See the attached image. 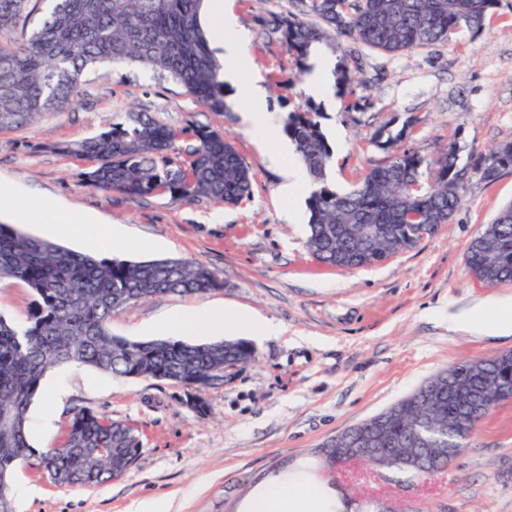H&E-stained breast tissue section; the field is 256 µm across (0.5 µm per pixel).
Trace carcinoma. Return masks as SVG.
<instances>
[{"mask_svg": "<svg viewBox=\"0 0 512 512\" xmlns=\"http://www.w3.org/2000/svg\"><path fill=\"white\" fill-rule=\"evenodd\" d=\"M32 0H0V131L31 124L44 112H64L76 103L79 78L97 64H135L163 72L196 100L224 111L222 65L210 48L201 21L204 0H51L50 12L28 37L12 38ZM309 22L291 14L273 21L296 58V76L308 75L309 59L332 35L387 54L444 43L464 26L481 31L497 0H299ZM335 84L351 82L346 59L335 65ZM320 107L308 103L289 111L283 131L311 179L306 248L319 263L344 270L373 266L415 247L450 223L467 191L470 175L491 183L512 170V151L487 169L494 151L461 162L454 144L429 160L399 148L347 191L329 184L333 151L322 130ZM379 128L375 141L387 148L403 139ZM185 145L175 148V140ZM55 150L95 158L88 182L104 192L132 199L168 193L176 200L204 197L236 204L250 195L252 175L235 146L207 127L169 128L143 112ZM380 224L383 236L365 242L363 227ZM466 262L487 286L512 282V204L471 241ZM21 282L34 299L23 323L0 317V512H15L11 483L22 465L36 468L60 487H91L124 475L142 443L135 430L91 408L72 415L65 442L38 450L29 441L28 413L47 372L83 365L117 377L175 384L224 375V363L254 359L248 340L230 337L210 343L161 338L128 340L112 334V316L139 300L166 294L204 295L224 281L187 259L119 260L80 252L0 224V284ZM512 387V353L492 362L464 360L441 371L376 416L336 434L319 449L329 466L340 449L365 434L376 447L402 456L415 447L414 415H422L434 459L414 470L427 479L448 463V449L466 439L485 416L481 402Z\"/></svg>", "mask_w": 512, "mask_h": 512, "instance_id": "cac0c4a2", "label": "carcinoma"}]
</instances>
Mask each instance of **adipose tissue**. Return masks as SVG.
Wrapping results in <instances>:
<instances>
[{
	"mask_svg": "<svg viewBox=\"0 0 512 512\" xmlns=\"http://www.w3.org/2000/svg\"><path fill=\"white\" fill-rule=\"evenodd\" d=\"M215 19L213 34L222 50L224 60V80L236 85L258 107L252 122L261 138L270 148V161L274 166L283 168L286 181L280 189L283 200L296 199L303 189L305 172L292 147L280 143L275 128L267 121L260 108L265 104L264 93L257 83L246 81L245 75L252 67L251 58L246 50L247 35L239 27L233 10L224 0H209L208 5ZM36 220L47 232H57L58 228H70L79 224L81 233L90 242L102 238L120 240L119 228H108L89 221L69 210L53 203L39 207L34 212ZM453 322L468 324L474 331L491 336L512 335V297H494L476 303L471 308L458 312ZM164 330L175 336H222L246 330L257 336H272L276 330L273 324L255 316L237 311H225L221 307L203 308L181 312L166 319ZM328 502L325 493L318 485L295 480L284 493L265 491L252 504L251 512H327Z\"/></svg>",
	"mask_w": 512,
	"mask_h": 512,
	"instance_id": "obj_1",
	"label": "adipose tissue"
}]
</instances>
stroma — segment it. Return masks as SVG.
Instances as JSON below:
<instances>
[{
  "label": "stroma",
  "instance_id": "obj_1",
  "mask_svg": "<svg viewBox=\"0 0 512 512\" xmlns=\"http://www.w3.org/2000/svg\"><path fill=\"white\" fill-rule=\"evenodd\" d=\"M294 0H233L249 36V79L265 90L266 110L281 126L288 110L320 105L333 149L329 181L344 190L385 163L391 149L373 135L407 128L405 146L433 158L454 142L474 156L512 141V0H498L479 33L388 55L340 41L332 60L347 58L352 83L321 96L307 93L294 56L267 22L294 12ZM225 109L211 111L176 81L123 64L95 67L81 79L76 104L0 132V180L20 194L0 210V223L41 236L26 219L33 208L61 201L101 224L121 227L126 242L113 257L182 258L218 273L222 290L164 295L116 313L110 328L130 340L163 337L169 315L205 307L247 311L278 325L253 339L255 358L200 389L198 415L182 388L159 380L119 378L90 367L62 366L42 381L29 412L34 448L59 445L72 413L89 407L125 421L142 442L121 477L92 487H58L35 468L17 469L31 486L15 512H137L149 501L168 512H246L252 496L287 490L297 476L361 496H387L403 512H512V400L498 404L450 465L426 481L384 477L360 468L358 479L329 472L323 442L378 414L426 379L463 359L512 352L511 336H481L449 316L479 300L512 296V283L484 286L470 274V240L512 203V170L492 182L472 180L453 221L435 236L380 265L342 270L320 264L305 248L309 210L298 203L289 221L270 165L245 114L251 103L233 86ZM147 112L173 129L204 126L230 140L253 174L248 198L234 206L167 194L133 199L86 182L93 160L53 152L109 129L125 113Z\"/></svg>",
  "mask_w": 512,
  "mask_h": 512
}]
</instances>
